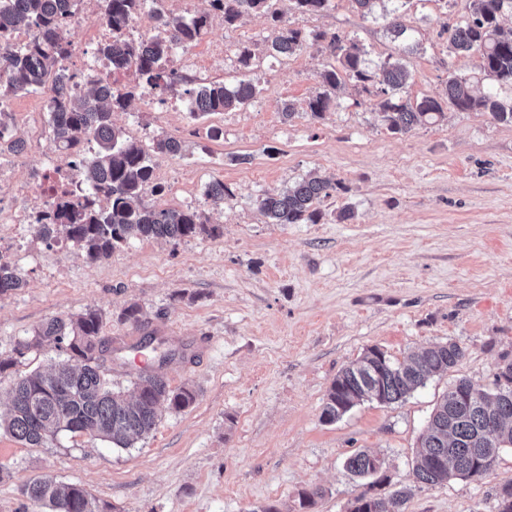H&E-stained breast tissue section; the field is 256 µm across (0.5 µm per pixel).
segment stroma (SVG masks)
<instances>
[{"mask_svg":"<svg viewBox=\"0 0 512 512\" xmlns=\"http://www.w3.org/2000/svg\"><path fill=\"white\" fill-rule=\"evenodd\" d=\"M387 9L411 29L405 97L443 98L457 75L512 103L511 86L484 77L479 53L448 47L444 24L465 20L472 0H386L367 16L354 0H331L323 12L286 17L303 32L357 43L373 67L396 51ZM269 26L259 13L229 27L215 18L190 48L194 79L251 78L260 89L252 104L194 119L178 89L165 106L143 95L112 116L144 146L165 136L181 141L180 154L153 151L165 190L145 192L144 201L201 209L218 236L134 238L93 261L70 243L42 241L29 224L13 256L26 285L0 294V355L49 318L98 308L114 348L103 364L114 389L132 390L138 346L152 331L158 352L186 349L187 359L162 372L170 388L193 386L195 403L161 407L155 430L126 449L67 432L30 448L1 431L0 512H49L22 493L44 477L81 484L106 512H259L268 504L297 512L299 491L312 488L322 491L312 512H350L364 486L344 463L360 450L384 462L381 495L410 488L403 512H497L496 491L512 481V447L478 481L425 485L413 465L455 379L490 390L498 364L512 360V125L448 105L442 120L393 134L375 124L373 97L352 81L336 90L335 111L313 118L307 102L333 58L312 41L294 55L268 57ZM219 42L220 58L212 53ZM245 47L254 54L247 69L237 60ZM288 102L296 108L289 121ZM8 109L25 147L0 151L10 184L0 191L5 210L25 203L21 187L41 174L40 146L53 138L45 94L12 97ZM312 174L342 184L321 203L323 219L268 223L259 198ZM217 180L232 198H207ZM347 205L354 219L337 221ZM132 304L140 309L135 323L121 318ZM446 342L466 351L455 369L402 401H367L322 421L331 383L367 348L402 361Z\"/></svg>","mask_w":512,"mask_h":512,"instance_id":"35a3bbf8","label":"stroma"}]
</instances>
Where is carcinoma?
I'll return each instance as SVG.
<instances>
[{
    "label": "carcinoma",
    "instance_id": "carcinoma-1",
    "mask_svg": "<svg viewBox=\"0 0 512 512\" xmlns=\"http://www.w3.org/2000/svg\"><path fill=\"white\" fill-rule=\"evenodd\" d=\"M101 19L117 36L97 48L112 60L114 78L91 79L78 87L77 76L66 61L75 50L74 35L67 18L78 0H0V135L11 133L8 101L19 93L51 92L49 124L54 140L72 157L71 169L93 190L92 199H68L57 204L53 215L38 224L37 235L45 241L64 240L77 245L87 258H106L132 238L177 241L201 235L215 236L219 227L192 209L152 208L144 203L146 188L164 191L154 183V169L148 150L114 126L112 114L124 112L139 95L163 93L183 84L189 96V115L197 119L213 112H229L250 104L258 95L257 84L242 79L233 87L210 81L196 87L192 80L170 67L171 51L179 45L193 46L206 32L210 13L233 25L243 15L262 12L271 20L265 37L270 57H286L303 47L306 39L326 43L336 64L320 73L324 90L310 99L307 109L315 118L336 107L331 91L351 79L378 98L375 119L395 134H407L442 117V102L423 97L414 102L400 96L410 80L401 59L388 56L376 70L365 65L363 51L348 48L336 33H304L292 28L277 8L279 0H209L211 12L191 16L170 14L151 28L149 37L133 42L119 36L139 18L145 0H99ZM294 9L313 14L330 0H292ZM512 11V0H473L470 17L448 29L450 49L459 53H480L482 68L490 79L512 86V28L499 23L502 12ZM387 30L393 41L407 50V27L392 10ZM24 30L29 40L20 45L14 34ZM447 102L457 110L485 111L494 120L512 124V105L492 94L475 96L464 78L451 77ZM94 141L99 150L85 155V144ZM180 141L172 137L156 140L153 151L178 154ZM342 188L340 182L312 178L296 182L277 196L259 201L271 224H316L323 218L319 204ZM26 286L20 271L0 257V293ZM104 311L87 309L63 319L51 318L33 334L18 342L12 355L0 357V374L21 362L35 347L52 345L64 358L43 371H33L14 383L10 404L0 414V429L17 441L37 448L61 432L88 433L117 448H131L156 427L162 405L181 411L196 401L190 387L171 389L159 368L173 355L159 358L158 368L138 373L134 391L128 396L112 388L101 357L112 352L101 338ZM465 350L454 342L434 344L397 362L373 346L344 367L333 380L323 405L326 423L340 419L364 401L396 403L428 379L455 367ZM496 391L489 393L467 378L448 388L420 437L414 463L416 479L425 485H441L454 478L479 479L494 466L499 452L512 447V361L499 365ZM376 455L359 451L346 461L354 476L366 478ZM375 483L354 499L351 512H402L410 496L406 487L385 500L371 493ZM22 493L40 502L50 512H100L92 495L77 483L60 484L51 478L37 479Z\"/></svg>",
    "mask_w": 512,
    "mask_h": 512
}]
</instances>
